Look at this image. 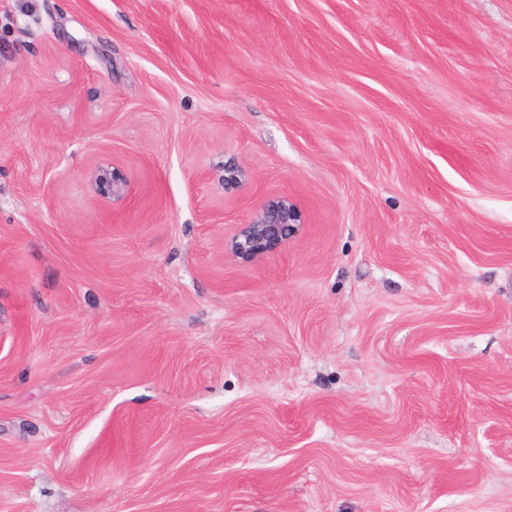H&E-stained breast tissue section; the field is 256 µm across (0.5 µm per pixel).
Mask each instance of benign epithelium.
<instances>
[{
  "mask_svg": "<svg viewBox=\"0 0 512 512\" xmlns=\"http://www.w3.org/2000/svg\"><path fill=\"white\" fill-rule=\"evenodd\" d=\"M246 177L245 170L235 161L224 162V191L239 190ZM93 180L114 202H121L129 195L130 182L115 170L100 167ZM302 223V213L293 200L286 196L272 198L263 203L247 223L236 225L227 239V250L237 258L260 260L295 238Z\"/></svg>",
  "mask_w": 512,
  "mask_h": 512,
  "instance_id": "1",
  "label": "benign epithelium"
}]
</instances>
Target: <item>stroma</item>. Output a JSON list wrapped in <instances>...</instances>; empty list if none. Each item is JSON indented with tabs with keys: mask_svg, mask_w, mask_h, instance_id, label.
Instances as JSON below:
<instances>
[{
	"mask_svg": "<svg viewBox=\"0 0 512 512\" xmlns=\"http://www.w3.org/2000/svg\"><path fill=\"white\" fill-rule=\"evenodd\" d=\"M0 512H512V0H0ZM93 180L112 198V202L124 201L129 195L130 182L114 169L111 171L108 168L99 167L93 175ZM302 223V213L293 200L286 196L269 199L246 224L236 225L227 239V250L249 261L263 259L295 238Z\"/></svg>",
	"mask_w": 512,
	"mask_h": 512,
	"instance_id": "1",
	"label": "stroma"
}]
</instances>
